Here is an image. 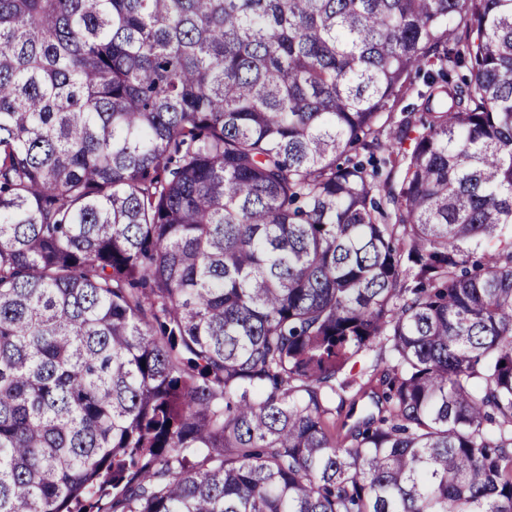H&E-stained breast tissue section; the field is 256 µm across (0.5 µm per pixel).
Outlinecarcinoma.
<instances>
[{
  "label": "carcinoma",
  "mask_w": 512,
  "mask_h": 512,
  "mask_svg": "<svg viewBox=\"0 0 512 512\" xmlns=\"http://www.w3.org/2000/svg\"><path fill=\"white\" fill-rule=\"evenodd\" d=\"M0 512H512V0H0ZM427 69L428 68L425 67L420 75H416L413 78L412 90L398 104L394 114L395 125L399 124L408 112H418L416 106L421 102L418 93H424L427 90L423 77V73L426 72ZM381 347V344L375 345L360 355L352 358L345 367V372L349 376H354L359 382H367L373 374H380L387 369L390 358L387 351Z\"/></svg>",
  "instance_id": "obj_1"
}]
</instances>
